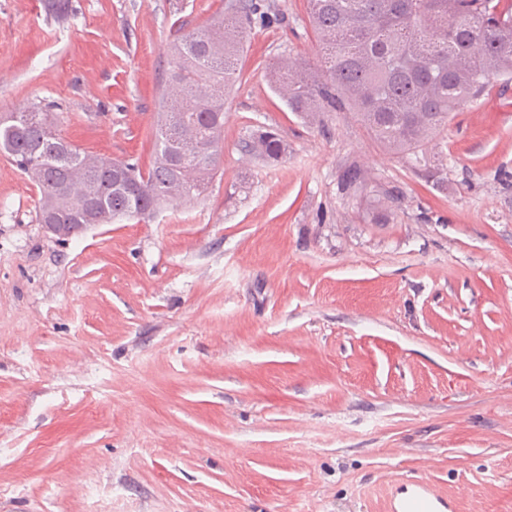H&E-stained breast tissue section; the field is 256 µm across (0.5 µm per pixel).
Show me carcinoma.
<instances>
[{"instance_id": "obj_1", "label": "carcinoma", "mask_w": 512, "mask_h": 512, "mask_svg": "<svg viewBox=\"0 0 512 512\" xmlns=\"http://www.w3.org/2000/svg\"><path fill=\"white\" fill-rule=\"evenodd\" d=\"M319 42L315 70L283 60L268 74L289 111L305 117L348 111L387 150L418 155L448 126V116L512 77V8L501 0H308ZM257 0H230L203 29L174 39L166 112L194 118L183 134L165 122L155 131L148 171L125 160L82 151L57 130L46 106L0 117V148L39 192V220L48 210L78 229L159 211L200 196L223 174L224 103L235 79ZM249 152L277 160L287 151L277 133L259 129Z\"/></svg>"}]
</instances>
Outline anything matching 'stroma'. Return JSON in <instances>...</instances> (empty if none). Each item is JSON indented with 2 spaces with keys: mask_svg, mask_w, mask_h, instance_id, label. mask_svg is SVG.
I'll use <instances>...</instances> for the list:
<instances>
[{
  "mask_svg": "<svg viewBox=\"0 0 512 512\" xmlns=\"http://www.w3.org/2000/svg\"><path fill=\"white\" fill-rule=\"evenodd\" d=\"M262 2L198 200L57 238L0 153V512H385L421 478L512 512V80L418 164L288 111L267 69L320 49ZM223 8L0 0V115L149 169L176 29ZM246 147L249 152L265 160H278L287 151L286 144L278 134L268 129L254 132Z\"/></svg>",
  "mask_w": 512,
  "mask_h": 512,
  "instance_id": "1",
  "label": "stroma"
}]
</instances>
